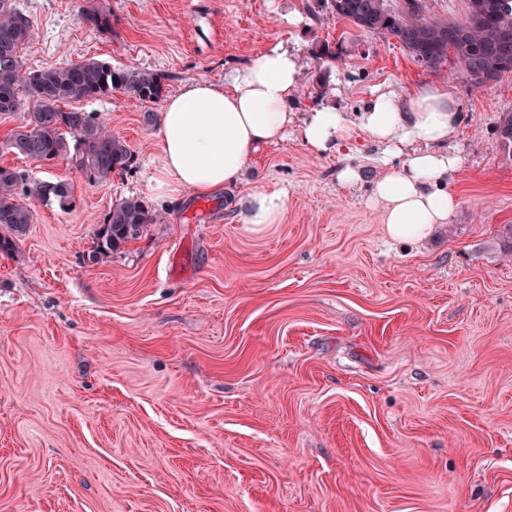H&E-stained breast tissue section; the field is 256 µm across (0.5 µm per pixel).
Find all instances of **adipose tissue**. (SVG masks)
Masks as SVG:
<instances>
[{
	"mask_svg": "<svg viewBox=\"0 0 512 512\" xmlns=\"http://www.w3.org/2000/svg\"><path fill=\"white\" fill-rule=\"evenodd\" d=\"M300 86L298 59L279 44L223 81L183 85L166 98L160 112L162 165L155 192L209 195L239 181L254 156L287 138L290 125H298L308 151L321 155L336 151L355 124L384 158L372 199L384 207L388 235L412 240L432 225L448 223L458 198L446 184L460 159L447 145L461 123L457 97L448 86L419 88L403 98L373 93L353 119L320 105L299 122L294 105ZM398 155L405 156V163L391 164ZM286 202L282 189L262 187L245 193L239 205L245 223L277 224Z\"/></svg>",
	"mask_w": 512,
	"mask_h": 512,
	"instance_id": "adipose-tissue-1",
	"label": "adipose tissue"
}]
</instances>
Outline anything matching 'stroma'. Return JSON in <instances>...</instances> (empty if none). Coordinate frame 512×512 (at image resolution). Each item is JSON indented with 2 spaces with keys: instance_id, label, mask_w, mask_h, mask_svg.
Segmentation results:
<instances>
[{
  "instance_id": "35a3bbf8",
  "label": "stroma",
  "mask_w": 512,
  "mask_h": 512,
  "mask_svg": "<svg viewBox=\"0 0 512 512\" xmlns=\"http://www.w3.org/2000/svg\"><path fill=\"white\" fill-rule=\"evenodd\" d=\"M13 5L34 26L28 72L94 58L163 74L172 94L280 43L300 59L301 113L450 85L463 166L450 221L395 241L370 198L381 152L357 129L328 155L289 132L200 198L153 190L145 112L160 104L78 101L132 151L104 183L4 148L23 115H0V166L74 190L66 211L30 200L33 224L0 254V512H512V157L495 132L512 73L471 89L322 0ZM324 40L342 64L318 67ZM258 186L286 190L281 223H244L237 201ZM132 196L162 223L87 264Z\"/></svg>"
}]
</instances>
